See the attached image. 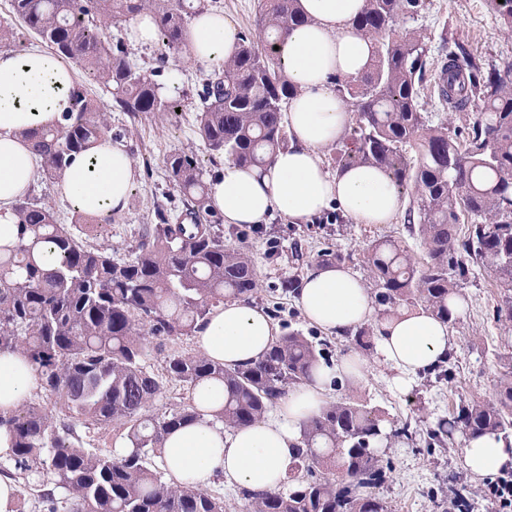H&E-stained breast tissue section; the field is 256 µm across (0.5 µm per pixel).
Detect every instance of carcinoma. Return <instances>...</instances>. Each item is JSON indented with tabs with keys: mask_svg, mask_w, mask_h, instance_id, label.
Listing matches in <instances>:
<instances>
[{
	"mask_svg": "<svg viewBox=\"0 0 512 512\" xmlns=\"http://www.w3.org/2000/svg\"><path fill=\"white\" fill-rule=\"evenodd\" d=\"M206 7V0H12L19 26L0 24V47L33 33L80 66L88 81L111 88L120 111L133 117L174 112L180 101L162 94L108 31L148 13L165 56L179 63L189 22ZM425 8V0H365L354 28L375 40L369 70L356 80H336L355 118L351 146L336 152L337 166L377 167L397 187L411 188L417 223L408 228L426 254L420 264L399 242L378 239L364 249L363 267L379 316L419 307L453 325L448 300L459 295L470 266L480 264L508 291L496 317L512 323V62L483 73L467 53H448L438 105L462 112L476 99L479 112L453 130L433 123L420 104L429 37L398 30L400 20ZM302 22L297 0H260L255 33L239 35L234 54L200 94L194 133L210 155L262 167L287 145L282 112L295 87L272 48ZM70 97L66 124L24 132L51 183L62 181L72 155L110 132L107 106L86 85L74 86ZM166 169L184 196L189 223L160 216L132 260L114 259L97 243L112 217L76 210L72 223L61 224L52 206L29 197L14 208L18 241L0 245V354L26 356L53 402L50 409L29 402L0 413L12 448L0 474L17 483L38 478L37 497L47 512L62 503L67 512H225L224 500L208 490L164 481L148 466V453L200 413L192 402L151 412L164 386L143 360L151 350L165 352L166 341L192 335L224 298L253 297L258 274L248 249L224 243L220 225L208 222L213 211L195 151L171 154ZM464 213L470 224L462 229ZM326 355L291 330L246 367L171 353L163 370L190 390L207 381L224 385L214 419L226 428L246 427L308 381ZM387 423L384 411L362 401L327 404L303 426L288 490H244L243 512H389L380 488L390 465L380 445L391 437L413 443L417 431ZM110 425L124 432L130 451L121 457L85 452L77 427ZM485 433L512 436V370L500 378L495 400L460 403L423 442L444 449L458 434Z\"/></svg>",
	"mask_w": 512,
	"mask_h": 512,
	"instance_id": "cac0c4a2",
	"label": "carcinoma"
}]
</instances>
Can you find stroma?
Here are the masks:
<instances>
[{
  "instance_id": "1",
  "label": "stroma",
  "mask_w": 512,
  "mask_h": 512,
  "mask_svg": "<svg viewBox=\"0 0 512 512\" xmlns=\"http://www.w3.org/2000/svg\"><path fill=\"white\" fill-rule=\"evenodd\" d=\"M427 9L417 20L405 21V28L421 30L430 39L427 61L426 94L423 109L433 120H447L459 125L458 114L437 112L436 80L444 55L457 48L465 51L482 70L498 66L501 59H512V29L488 6L487 0H427ZM159 46L132 48L130 57L140 69L153 73L168 96L180 99L177 112H143L138 117L113 109L111 89L96 85L92 91L107 104V117L113 140L123 143L137 172L123 213L115 215L104 233L112 246L114 258H134L145 227L157 224L158 212H165L170 223H178L183 211L182 195L168 181L165 161L179 149L199 151L206 176H213L219 165L203 151L194 133L195 117L200 104L199 93L212 71L193 62L176 65L161 59ZM280 242L278 252H269L267 239ZM379 238L399 241L415 257L423 252L416 236L408 229L407 213H400L390 224H352L339 212L329 217H316L307 224H293L273 217L263 225L261 233L249 235L244 244L250 250L259 277V290L252 305L276 311V324L281 332L297 330L316 339L329 340V361H336L350 350V339L326 336L310 324L295 303V295L282 291L281 282L302 279L306 269L316 263L323 249L347 255L348 268L363 273V248ZM461 293L464 308L452 331L457 349L452 354L451 380L434 375L419 376L403 392L392 389L391 370L368 358L367 369L358 382L343 381L327 392L328 401L350 397L376 406L401 423L423 431L447 417L460 402L486 401L492 398L504 372L503 353L512 346V325L499 322L496 308L504 294L494 276L482 266H474ZM459 450L429 452L424 444L394 439L384 455L391 466L388 481L381 494L391 512H437L431 501L433 491L457 477L467 496L482 500L489 482L462 471L458 465Z\"/></svg>"
}]
</instances>
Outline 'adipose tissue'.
Here are the masks:
<instances>
[{
    "instance_id": "ef3b65f1",
    "label": "adipose tissue",
    "mask_w": 512,
    "mask_h": 512,
    "mask_svg": "<svg viewBox=\"0 0 512 512\" xmlns=\"http://www.w3.org/2000/svg\"><path fill=\"white\" fill-rule=\"evenodd\" d=\"M298 6L306 22L290 30L281 48L288 77L298 88L285 114L288 145L263 168L224 162L209 183L210 204L229 225L265 224L276 215L305 223L332 202L352 223H392L401 200L381 170L351 166L332 173L322 160L324 149L342 139L352 120L334 80L359 77L371 62L372 40L352 28L364 0H298ZM188 42L195 61L213 69L221 68L236 47L223 14L210 11L195 16ZM75 73V66L41 47L0 49L2 246L17 241L13 207L34 180L32 145L22 133L63 123ZM133 180L134 164L124 145L106 138L73 157L60 189L75 209L112 214L124 211ZM295 302L306 320L331 335L344 337L377 322L375 354L392 369L390 385L399 391L456 348L448 323L423 310L404 309L377 320L375 300L362 278L341 264L308 268ZM278 333L263 310L230 300L211 311L195 336L203 354L234 367L260 359ZM364 369V360L352 352L334 367L318 365L312 382L290 390L271 418L239 429L212 422L224 403L223 388L198 386L194 401L203 418L166 437L164 464L180 484L204 487L219 476L253 492L281 488L301 428L321 413L332 378L358 381ZM36 385L35 367L23 355L0 354L1 413L17 409ZM462 443L459 465L469 474L492 477L512 469V440L485 434Z\"/></svg>"
}]
</instances>
